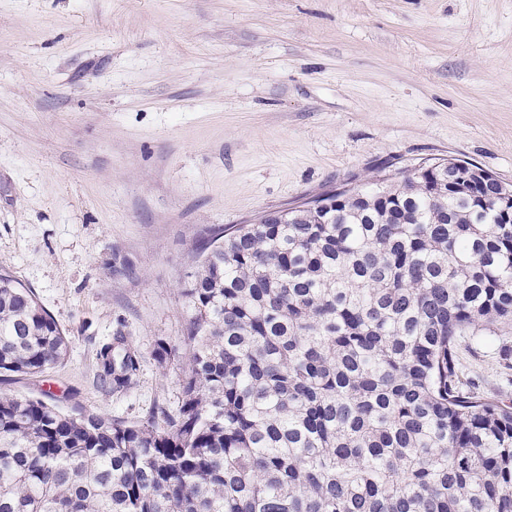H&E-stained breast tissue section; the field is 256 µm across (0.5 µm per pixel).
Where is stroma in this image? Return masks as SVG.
Here are the masks:
<instances>
[{
    "mask_svg": "<svg viewBox=\"0 0 512 512\" xmlns=\"http://www.w3.org/2000/svg\"><path fill=\"white\" fill-rule=\"evenodd\" d=\"M440 159L512 184V0H0V270L69 355L0 390L128 422L175 412L181 290L219 228ZM142 355L125 392L98 352ZM495 341L465 378L512 396ZM100 374L103 386L112 393L129 389L140 370L139 351L126 344L124 336H113L112 343L99 351Z\"/></svg>",
    "mask_w": 512,
    "mask_h": 512,
    "instance_id": "obj_1",
    "label": "stroma"
}]
</instances>
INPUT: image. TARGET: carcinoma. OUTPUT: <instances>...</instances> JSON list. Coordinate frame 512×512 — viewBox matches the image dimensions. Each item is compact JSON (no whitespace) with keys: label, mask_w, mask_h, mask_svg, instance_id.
Instances as JSON below:
<instances>
[{"label":"carcinoma","mask_w":512,"mask_h":512,"mask_svg":"<svg viewBox=\"0 0 512 512\" xmlns=\"http://www.w3.org/2000/svg\"><path fill=\"white\" fill-rule=\"evenodd\" d=\"M181 401L128 422L0 391V512H512V399L458 344L512 325V205L416 169L215 232L181 292ZM68 341L0 271V376ZM129 389L141 355L99 351Z\"/></svg>","instance_id":"1"}]
</instances>
